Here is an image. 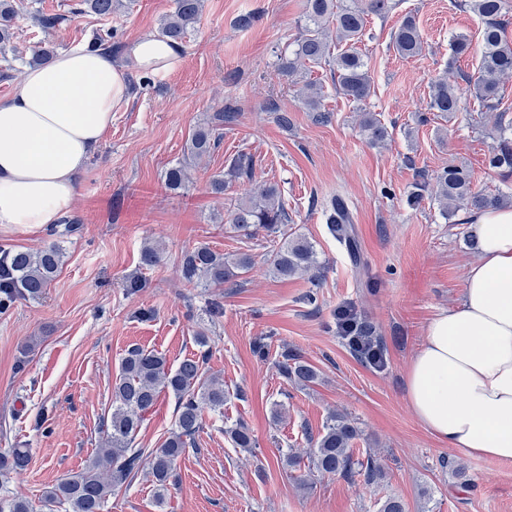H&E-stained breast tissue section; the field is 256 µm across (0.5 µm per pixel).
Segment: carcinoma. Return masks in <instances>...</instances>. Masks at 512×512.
Segmentation results:
<instances>
[{
  "instance_id": "obj_1",
  "label": "carcinoma",
  "mask_w": 512,
  "mask_h": 512,
  "mask_svg": "<svg viewBox=\"0 0 512 512\" xmlns=\"http://www.w3.org/2000/svg\"><path fill=\"white\" fill-rule=\"evenodd\" d=\"M121 0H79L73 6L74 14L88 8L102 18L117 12ZM396 6L395 0H305L303 25L294 41L291 54L279 59L278 69L290 79L310 67L329 66L333 73L336 93L354 103H361L371 95L372 81L367 62L358 48L365 35L367 17H384ZM459 6L477 14L482 22L480 61L476 76L467 79L470 91L479 101L482 112L497 113L499 125L508 129L512 120L508 109L500 108L499 87L503 78L512 75V42L507 39V29L512 24L507 0H461ZM203 0H175L174 11L160 23V33L170 45L182 47L188 33L200 23ZM17 18L11 0H0V45L12 38ZM32 19L44 30L61 26L66 18L62 14L37 12ZM336 24V40L341 49L331 54L325 34L329 23ZM116 27L104 26L97 32L93 45L103 47L119 41ZM396 52L404 58L421 54L423 43L415 18L407 15L391 35ZM310 93L304 102L315 113L318 122H326L329 115L321 110V89L308 83ZM461 94L455 82L443 74L431 82L430 111L443 115L460 110ZM239 108L228 99L224 107L214 113L211 121L199 126L185 144L183 159L165 172L168 189L178 191L189 181L188 169L207 157L221 143L224 124L236 120ZM362 131L372 144H380L387 137L380 120L366 113ZM488 165L492 169L512 174V139L503 135L493 147ZM252 159L241 153L233 158L225 174L210 178L209 186L215 195L235 180L251 179ZM437 197L442 201V216L450 221L461 207L468 209L493 208L505 204L503 195H487L475 191L471 172L455 165L443 169L436 176ZM323 217L337 241L349 249L356 245L352 215L347 203L334 197L323 205ZM227 224L235 232L253 236L260 231L280 238L278 248L266 257L269 272L276 277H292L318 268L317 254L307 238L288 235V211L278 187L269 184L259 192L236 204L228 212ZM64 250L54 241L41 249H16L9 252L7 267L0 273V314L6 313L20 300L39 299L62 265ZM164 260L163 250L146 244L141 250V267L153 269ZM185 284L193 288H222L224 284H238L254 265L246 253L225 255L200 244L184 251L179 260ZM207 352L198 357L186 358L171 368L164 357L139 347L127 350L121 359L119 376L112 387V412L103 422L101 448L77 473L70 475L44 491L40 499V512H102L114 488L124 484L147 463L157 496H162L174 477L176 461L194 443L207 411L224 410V382L207 373ZM278 368L285 379L306 386L317 378L316 370L293 349L281 353ZM168 392L176 399L175 425L159 447L149 454L135 447L144 415L156 404L159 393ZM226 433L237 448L245 451L255 447L248 426L242 422L228 428ZM359 428L348 416L329 412L323 428L309 439L306 452L309 472L323 475L350 477L362 474L368 483L383 479L382 465L370 453L354 455L353 442ZM29 457L24 448L0 450V475L8 476L24 470ZM0 512H34L28 501L9 495L0 496Z\"/></svg>"
}]
</instances>
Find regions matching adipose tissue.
<instances>
[{"instance_id":"1","label":"adipose tissue","mask_w":512,"mask_h":512,"mask_svg":"<svg viewBox=\"0 0 512 512\" xmlns=\"http://www.w3.org/2000/svg\"><path fill=\"white\" fill-rule=\"evenodd\" d=\"M128 67L109 52L73 48L26 70L0 103V225L56 223L76 178L130 93L128 70L170 72L178 53L154 33L128 46ZM479 256L459 303L429 324L405 372L415 418L449 450L512 463V207L475 210Z\"/></svg>"}]
</instances>
